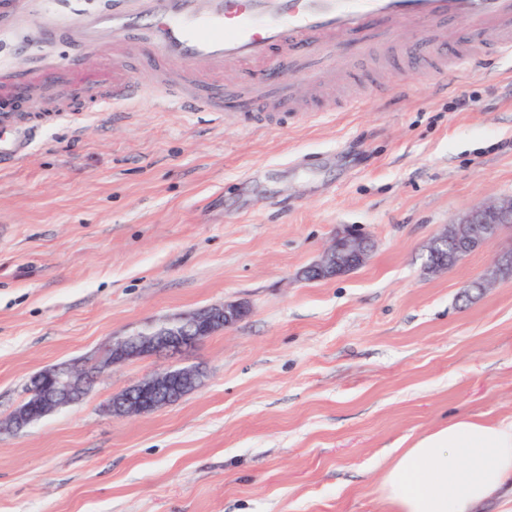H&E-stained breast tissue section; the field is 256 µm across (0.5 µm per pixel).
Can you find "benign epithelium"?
Instances as JSON below:
<instances>
[{"instance_id": "1", "label": "benign epithelium", "mask_w": 512, "mask_h": 512, "mask_svg": "<svg viewBox=\"0 0 512 512\" xmlns=\"http://www.w3.org/2000/svg\"><path fill=\"white\" fill-rule=\"evenodd\" d=\"M501 224H512L511 197L471 206L433 240L430 253L434 258L426 264V270H448L461 253L478 250L499 238L501 230L498 226ZM371 250L372 242L368 238L352 228L347 229L336 235L321 258L308 267L306 275L317 280L344 275L364 265ZM511 266L512 247L497 254L484 274V285L492 284L500 271ZM249 312L244 303H224L146 328L112 344L106 362L97 370L136 357L158 353L178 355L213 333L240 322ZM201 378V371L193 366H183L177 372L172 367L159 370L112 396L108 408L118 416L150 414L180 399L178 385L195 389ZM34 382L38 397H31L33 391H28L30 397L0 424L1 428L18 433L34 420L35 415H47L59 407L75 403L87 390L82 366L78 364L46 368L34 376Z\"/></svg>"}]
</instances>
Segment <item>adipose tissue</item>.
<instances>
[{
	"instance_id": "1",
	"label": "adipose tissue",
	"mask_w": 512,
	"mask_h": 512,
	"mask_svg": "<svg viewBox=\"0 0 512 512\" xmlns=\"http://www.w3.org/2000/svg\"><path fill=\"white\" fill-rule=\"evenodd\" d=\"M385 512H476L512 483V419L460 416L380 463Z\"/></svg>"
}]
</instances>
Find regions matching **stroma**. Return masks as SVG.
Instances as JSON below:
<instances>
[{"label":"stroma","instance_id":"35a3bbf8","mask_svg":"<svg viewBox=\"0 0 512 512\" xmlns=\"http://www.w3.org/2000/svg\"><path fill=\"white\" fill-rule=\"evenodd\" d=\"M111 7L70 0L0 34V69L36 79L54 56L75 63L63 81L104 85L112 68L72 21ZM333 58L348 79L318 86L281 61L303 118L50 113L0 168V420L45 368L209 306L250 309L0 433V512H382V453L459 414L512 417V278L467 292L512 231L425 269L465 209L512 196V61L442 82L377 72L342 39ZM348 227L372 241L367 262L304 279ZM171 365L199 367L201 386L147 415L109 412Z\"/></svg>","mask_w":512,"mask_h":512}]
</instances>
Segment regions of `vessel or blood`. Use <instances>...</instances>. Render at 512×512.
Returning a JSON list of instances; mask_svg holds the SVG:
<instances>
[{
  "instance_id": "obj_1",
  "label": "vessel or blood",
  "mask_w": 512,
  "mask_h": 512,
  "mask_svg": "<svg viewBox=\"0 0 512 512\" xmlns=\"http://www.w3.org/2000/svg\"><path fill=\"white\" fill-rule=\"evenodd\" d=\"M52 0H0V32L50 11ZM466 18L474 44L460 42L451 20ZM423 28L418 56L445 75L474 61L512 56V0H124L105 13H87L74 28L89 50L112 47V82L98 107L132 110L152 101L160 110L220 112L221 97L202 84L179 77L185 62L200 70L230 71L236 65H270L277 58H307L335 45L337 38L368 32L361 46L381 48L376 68H384L396 30ZM147 34L161 59L153 83L145 84L122 65L135 53L137 36ZM35 124L0 114V161L20 160L19 135L32 136Z\"/></svg>"
}]
</instances>
